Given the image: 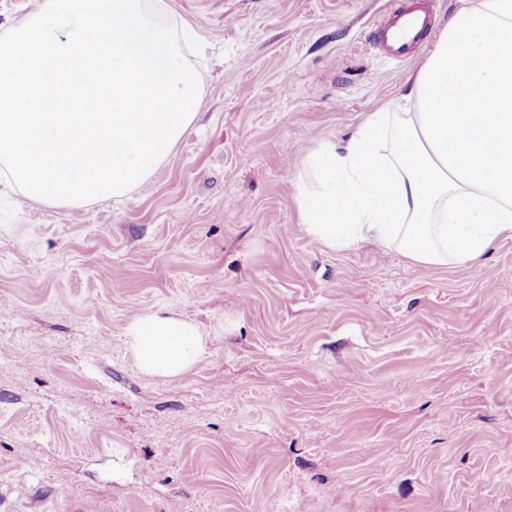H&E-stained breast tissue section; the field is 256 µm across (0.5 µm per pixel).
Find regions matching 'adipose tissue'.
I'll return each mask as SVG.
<instances>
[{
    "instance_id": "adipose-tissue-1",
    "label": "adipose tissue",
    "mask_w": 512,
    "mask_h": 512,
    "mask_svg": "<svg viewBox=\"0 0 512 512\" xmlns=\"http://www.w3.org/2000/svg\"><path fill=\"white\" fill-rule=\"evenodd\" d=\"M418 111L369 113L346 144L324 143L304 166L307 234L327 247L373 243L414 262L459 265L512 238V0L454 13L409 91ZM127 336L140 367L176 377L206 343L181 319L145 313Z\"/></svg>"
}]
</instances>
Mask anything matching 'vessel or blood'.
Here are the masks:
<instances>
[{
  "label": "vessel or blood",
  "mask_w": 512,
  "mask_h": 512,
  "mask_svg": "<svg viewBox=\"0 0 512 512\" xmlns=\"http://www.w3.org/2000/svg\"><path fill=\"white\" fill-rule=\"evenodd\" d=\"M430 26L429 10L412 0L378 26L376 42L389 59L402 62L416 55Z\"/></svg>",
  "instance_id": "vessel-or-blood-1"
}]
</instances>
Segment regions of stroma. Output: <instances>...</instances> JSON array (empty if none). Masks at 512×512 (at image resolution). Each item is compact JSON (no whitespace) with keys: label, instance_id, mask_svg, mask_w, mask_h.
<instances>
[{"label":"stroma","instance_id":"35a3bbf8","mask_svg":"<svg viewBox=\"0 0 512 512\" xmlns=\"http://www.w3.org/2000/svg\"><path fill=\"white\" fill-rule=\"evenodd\" d=\"M198 117L121 202L0 179V512H512V238L462 265L306 234L305 155L413 112L398 0H165ZM206 356L144 372L130 321ZM127 336L140 367L158 376H179L207 353L195 325L158 313L134 317Z\"/></svg>","mask_w":512,"mask_h":512}]
</instances>
